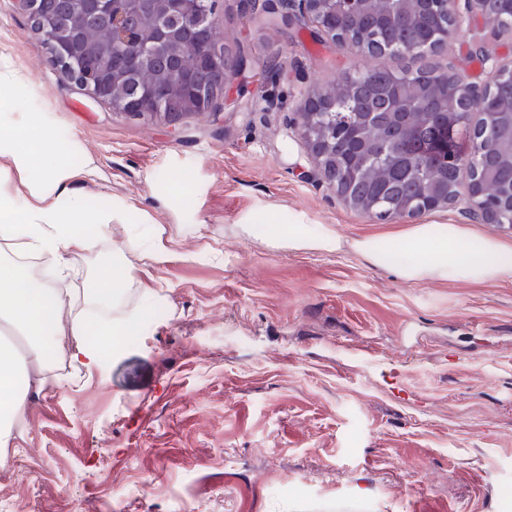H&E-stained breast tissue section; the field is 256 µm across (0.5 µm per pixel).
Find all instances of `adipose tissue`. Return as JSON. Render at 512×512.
<instances>
[{
    "label": "adipose tissue",
    "instance_id": "ef3b65f1",
    "mask_svg": "<svg viewBox=\"0 0 512 512\" xmlns=\"http://www.w3.org/2000/svg\"><path fill=\"white\" fill-rule=\"evenodd\" d=\"M25 78L0 62V468L16 420L31 389H43L58 354L84 368L98 366L102 346H116L140 327L142 316L113 317L99 323L90 308L104 302L121 306L131 277L125 264L112 262L79 296L58 284L72 273L73 257L89 253L82 219L101 227L123 223L126 209L113 205L88 212L74 184L94 177L97 165L84 156L74 166L57 155L53 128L42 120L22 121ZM275 248L337 252L350 247L374 266L393 264L408 282L465 281L475 284L512 279V241L491 238L468 224H414L397 235L367 236L343 243L325 224L273 226L266 237ZM52 263V280L38 278L33 261Z\"/></svg>",
    "mask_w": 512,
    "mask_h": 512
}]
</instances>
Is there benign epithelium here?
<instances>
[{
  "instance_id": "obj_1",
  "label": "benign epithelium",
  "mask_w": 512,
  "mask_h": 512,
  "mask_svg": "<svg viewBox=\"0 0 512 512\" xmlns=\"http://www.w3.org/2000/svg\"><path fill=\"white\" fill-rule=\"evenodd\" d=\"M418 4L431 15H445L448 23L436 28L429 39L417 47L422 53L434 45L448 42L452 35L469 26L474 11L470 0L465 9L455 6V0H399ZM247 12L258 10L273 14L278 25L284 28L311 26L323 41L333 44L346 43L341 35L344 26L356 27L361 14L370 0H239ZM220 0H65L72 24L61 29L55 14L39 15L38 34L50 53L63 60L67 69L62 76L84 90L92 98L112 105L115 112L130 116L147 115L166 125L181 126L193 117H203L213 111L212 102L203 94L204 85L217 80L225 89L249 70L246 57L230 58L220 50L222 32L213 20L210 5ZM484 23L499 29L512 16V0H498L494 10L480 12ZM95 22L112 28V47L103 53L89 49L83 38L85 28ZM163 54L157 58L156 70L141 79L135 98L112 97L115 84L142 69L146 57L157 50ZM358 62L347 67L332 82L314 81L304 92L294 119V130L299 136L311 160L308 177L322 183L344 204L352 209H364L374 214V203L358 200L351 194V184L356 172L336 173V141L326 128L316 121L320 112L335 107L336 99L353 100L357 97L361 81L368 78L371 69L361 65L367 58L364 40H359L355 52ZM489 65V80L477 88L458 72L447 73L445 87L431 86V93L445 92L448 105L463 102L459 113L470 115L477 108L491 124L499 122L507 114L512 117V97L500 100L496 107V88L502 84L512 86V64L505 65L498 58L484 55ZM417 73L402 71L392 77L386 96L391 111L399 117L426 115L431 112L425 105L405 100L398 94L399 86L415 80ZM191 91L192 107L189 112H160L153 104L160 98L180 97ZM467 195L472 205L479 209L487 224L511 223L505 219V210L512 211V185L507 192L492 189L479 180L467 185Z\"/></svg>"
}]
</instances>
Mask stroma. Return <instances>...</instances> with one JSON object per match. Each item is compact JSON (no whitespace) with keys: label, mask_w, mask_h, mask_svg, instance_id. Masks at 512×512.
<instances>
[{"label":"stroma","mask_w":512,"mask_h":512,"mask_svg":"<svg viewBox=\"0 0 512 512\" xmlns=\"http://www.w3.org/2000/svg\"><path fill=\"white\" fill-rule=\"evenodd\" d=\"M214 21L231 53L281 65L174 128L61 80L27 13L0 0V53L29 79L25 111L53 127L59 155L94 158L97 176L76 183L88 210L127 207L108 230L83 225L95 247L66 288L115 259L133 277L126 311L166 309L100 366H57L30 394L0 512H512V280L415 284L347 248L241 234L244 221L328 224L349 241L411 220L357 213L306 176L297 104L353 52L238 0ZM479 43L512 60V33L475 16L436 52L388 63L481 84ZM145 218L164 261L127 246ZM448 349L459 363L442 362Z\"/></svg>","instance_id":"obj_1"}]
</instances>
